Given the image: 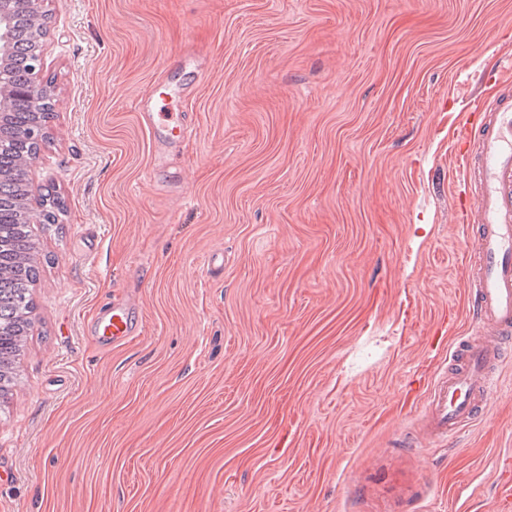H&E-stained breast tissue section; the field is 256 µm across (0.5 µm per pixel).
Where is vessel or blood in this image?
<instances>
[{
  "instance_id": "b4317fda",
  "label": "vessel or blood",
  "mask_w": 512,
  "mask_h": 512,
  "mask_svg": "<svg viewBox=\"0 0 512 512\" xmlns=\"http://www.w3.org/2000/svg\"><path fill=\"white\" fill-rule=\"evenodd\" d=\"M458 155L475 188L460 204V221L471 234L467 287L476 330L453 349L450 364L429 390L419 433L447 440L490 408L500 365L512 343V98L487 109ZM100 339L115 343L136 335L131 306H113L97 321Z\"/></svg>"
}]
</instances>
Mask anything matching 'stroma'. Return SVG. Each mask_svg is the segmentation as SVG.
<instances>
[{
    "instance_id": "stroma-1",
    "label": "stroma",
    "mask_w": 512,
    "mask_h": 512,
    "mask_svg": "<svg viewBox=\"0 0 512 512\" xmlns=\"http://www.w3.org/2000/svg\"><path fill=\"white\" fill-rule=\"evenodd\" d=\"M41 9L30 204L61 207L33 227L0 512H501L512 351L487 418L412 441L474 327L456 151L512 93V0ZM124 300L139 333L102 346Z\"/></svg>"
}]
</instances>
